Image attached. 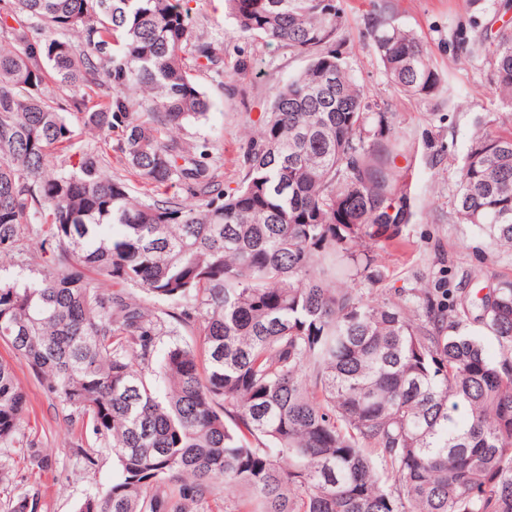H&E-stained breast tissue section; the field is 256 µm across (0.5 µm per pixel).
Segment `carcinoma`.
I'll return each instance as SVG.
<instances>
[{
    "instance_id": "carcinoma-1",
    "label": "carcinoma",
    "mask_w": 512,
    "mask_h": 512,
    "mask_svg": "<svg viewBox=\"0 0 512 512\" xmlns=\"http://www.w3.org/2000/svg\"><path fill=\"white\" fill-rule=\"evenodd\" d=\"M189 2L0 0V263L27 236L44 262L0 279V341L112 448V484L77 512H184L159 494L171 480L191 501L221 481L249 512H512V281L460 307L414 291L419 323L362 292L413 211L383 148L394 113L336 53L341 0H226L243 36L308 59L274 90L231 192L208 147L176 140L211 108L190 63L219 60ZM372 39L400 92L442 90L418 37L377 20ZM458 44L512 102V30ZM76 124L120 131L135 176L186 196L145 202L92 150L50 171ZM455 208L512 246V133L473 137ZM183 331L192 342L160 349ZM26 412L0 360V444Z\"/></svg>"
}]
</instances>
